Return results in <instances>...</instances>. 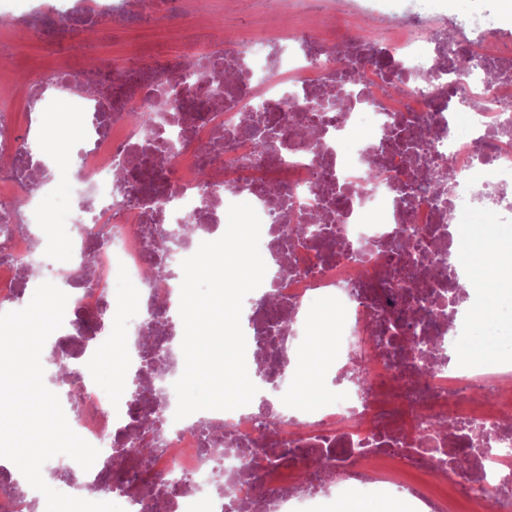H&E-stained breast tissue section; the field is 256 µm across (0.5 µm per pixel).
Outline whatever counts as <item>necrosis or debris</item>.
Instances as JSON below:
<instances>
[{
	"instance_id": "1",
	"label": "necrosis or debris",
	"mask_w": 512,
	"mask_h": 512,
	"mask_svg": "<svg viewBox=\"0 0 512 512\" xmlns=\"http://www.w3.org/2000/svg\"><path fill=\"white\" fill-rule=\"evenodd\" d=\"M305 8L293 0V26L272 15L270 0H251L271 31L233 24L231 34L194 37L216 12L183 14L188 34L177 62L139 50L112 65V95L84 92V70L32 72L22 99L49 105L43 92L70 93L58 124L83 127L80 166L63 223L76 233V262L61 271L69 317L50 347L72 402L75 433L97 447L96 466L70 457L58 491L91 501L112 462L124 459L132 486L110 502L124 512H323L341 490L383 485L409 512H437L427 485L406 481L432 473L476 506L512 512V360L494 368L457 350L476 332L480 289L468 281L476 244L459 227L470 212L512 222V55L495 13L440 18L432 9ZM473 66L458 73L459 55ZM288 79L295 91L280 94ZM224 82L221 94L209 81ZM473 107L460 119L455 101ZM13 105L0 99V310L21 303L34 261L50 258L31 217L54 203L36 171L50 156L33 130L19 131ZM153 111L147 130L132 112ZM369 125L372 135L356 131ZM274 129L265 153L258 131ZM450 159L451 193L433 192L432 158ZM218 158L209 166V158ZM209 178H202V167ZM378 180H371V173ZM251 204L261 219L260 252L275 266L257 288L242 325L256 370L268 385L288 374L291 354L309 334L307 304L335 313L336 393L314 413L266 396L234 410L175 420L179 370L152 376V396L100 390L81 372L114 322L131 341L124 369H143L178 352L181 324L155 322L152 308L180 302L178 279L153 281L147 270L168 257L183 261L218 238L224 201ZM181 224L160 243L157 227ZM314 224L315 236L290 229ZM139 285L136 307L112 292L116 279ZM161 413L156 450L133 453L144 417ZM185 483L172 491L169 473Z\"/></svg>"
}]
</instances>
